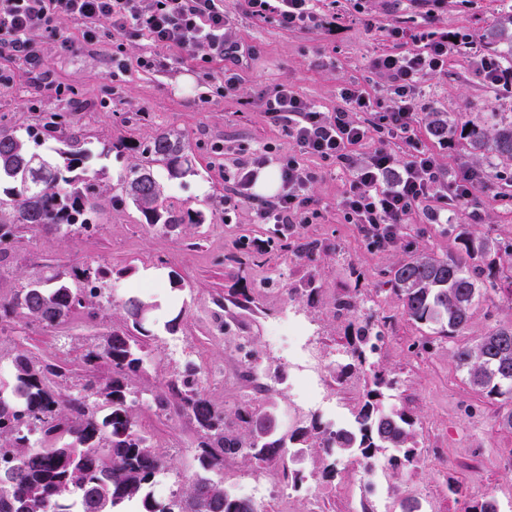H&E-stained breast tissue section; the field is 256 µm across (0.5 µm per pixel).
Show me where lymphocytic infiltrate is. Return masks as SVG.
Returning <instances> with one entry per match:
<instances>
[{"instance_id":"f902f5d3","label":"lymphocytic infiltrate","mask_w":512,"mask_h":512,"mask_svg":"<svg viewBox=\"0 0 512 512\" xmlns=\"http://www.w3.org/2000/svg\"><path fill=\"white\" fill-rule=\"evenodd\" d=\"M246 3L254 18L274 20L286 29L313 24L333 36L344 27L340 14L319 11L313 0ZM64 18L78 25L79 39L59 29L58 23ZM229 23L224 0H0V58L39 60L36 39L40 36L71 50L77 43L97 41L106 31L120 39L136 33L149 39L151 49L132 62L123 47H116L112 55L113 80H120L133 64L144 69L156 67L159 50L199 49L203 63L224 64L213 83L214 94L232 97L240 85L241 55L238 42L229 36ZM449 40L448 33L430 31L424 35L422 47L403 54L385 53L373 60V68L389 82L392 104L367 122L350 117L351 112L370 105L369 98L357 88L343 89L341 106L324 113L287 85L276 86L264 98L265 110L272 123L294 143L293 152L279 160L281 191L274 203H257L252 188L267 157L265 151L256 150L228 173L232 193L225 200L227 207L252 205L255 223L273 224L286 232L294 225L308 223L315 212L311 188L321 176L319 170L300 164V155L308 154L324 166L349 171L340 211L348 223L357 225L373 248H392L402 224L415 212H422L426 223H442L449 207L468 200L483 181L477 170L446 178L433 154L415 139L418 80L424 74L443 70ZM374 132L382 134L385 147L364 160H355L352 147ZM393 142L406 145L404 158H397L390 150Z\"/></svg>"}]
</instances>
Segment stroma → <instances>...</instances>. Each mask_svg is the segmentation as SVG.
I'll return each instance as SVG.
<instances>
[{"mask_svg":"<svg viewBox=\"0 0 512 512\" xmlns=\"http://www.w3.org/2000/svg\"><path fill=\"white\" fill-rule=\"evenodd\" d=\"M500 5V0H446L430 21L409 0H336L350 23L331 41L314 28L287 31L256 21L244 0H226L233 39L256 50L241 70L236 98L214 95L211 77L221 71V63L202 66L190 50L167 52L157 69L134 66L121 81H113L116 40L107 33L98 42L78 45L68 53L52 39H38L51 72L46 83L35 80L23 61L1 63L11 83L0 88V126L34 125L41 113L67 109L75 92L82 107L70 115L74 131L111 140L114 150L93 162L94 169L104 170L108 185L97 198L100 228L93 233L25 232L0 262V299L9 298L28 279L53 270L104 263L116 270L128 266L132 272L113 278L111 299L101 302L96 314L78 311L62 328L30 327L19 317L0 324V355L24 353L82 372L83 352L123 323L121 304L130 287L151 290L160 307L155 312V335L145 348L144 367L133 381L135 413L164 455L169 475L185 480L197 470L193 425L187 418L161 413L156 402L167 397V380L186 365L199 368L202 390L227 412H235L240 395L263 394L281 429L310 418V410L298 405L299 390L292 384L295 366L287 347L275 349L265 341L266 326L283 310L292 311L310 327L326 384L324 400L338 414L350 416L361 398L365 376L336 378V365L348 349V318L338 314L336 302L347 294L389 319L370 364L399 381L396 403L420 422L417 440L423 462L411 475L386 471L374 490L350 465L329 486L320 479L321 456L308 449L289 463L307 479L306 487L289 497L291 512H312L316 502L322 512H360L363 498L374 512H401L410 485L421 491L424 512H467L486 494L497 500L501 512H512V430L500 427L496 403L469 385L447 341L437 340L430 349H422L420 332L385 284L389 270L420 250L443 255L453 251L456 225H466L477 237L512 238V162L471 153L457 140L440 145L429 135L426 123H418V139L444 172L491 167L499 184L477 189L449 223L428 224L423 215H414L388 250L371 248L339 212L347 173L322 167L312 156H301L300 162L322 171L311 189L318 216L298 225L288 237V247L256 252L253 262L243 267L231 262L240 243L267 239L269 227L254 223L250 206L224 208L231 189L224 172L233 169L244 150L266 146L277 156L293 149L292 140L271 123L263 107L264 95L275 85L293 87L325 113L340 105V90L349 85L365 91L373 106L390 105L388 82L371 64L381 53L409 50V43L389 38L394 25L417 37L433 28L472 37L466 48L449 44L444 70L421 78L419 115L445 112L477 122L489 112L512 114V95L489 85L479 64L486 53L484 35L499 20ZM163 130L185 135L198 169L196 175L166 184L165 194L174 206L202 210L204 223L169 231L148 226L134 208L112 204L111 188L120 173L142 160L140 153L127 150V143L148 144ZM308 242L315 243L314 254L304 252ZM173 274L181 277L182 289H171ZM312 280L320 291L310 298L306 289ZM241 288L250 289L252 309H226L228 293ZM176 315L181 318L178 332H165L163 322ZM510 321L512 297H493L473 309L462 339L476 344L490 326ZM248 353L277 378L273 390L261 392L248 378L238 388L225 387V369L246 370ZM451 481L461 485V497L449 496Z\"/></svg>","mask_w":512,"mask_h":512,"instance_id":"stroma-1","label":"stroma"}]
</instances>
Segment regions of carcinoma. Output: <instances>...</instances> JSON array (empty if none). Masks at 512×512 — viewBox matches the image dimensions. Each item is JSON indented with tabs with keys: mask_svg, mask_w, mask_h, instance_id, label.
<instances>
[{
	"mask_svg": "<svg viewBox=\"0 0 512 512\" xmlns=\"http://www.w3.org/2000/svg\"><path fill=\"white\" fill-rule=\"evenodd\" d=\"M492 58L512 67V14L485 34ZM40 137L30 128H0V259L6 246L30 228L46 231L88 229L97 213L103 170L92 171V157H108L112 143L93 142L71 131L69 113L47 112L38 123ZM430 133L457 138L474 153L491 152L512 160V119L498 112L482 126L459 125L442 112L431 113ZM141 154L146 163L129 167L119 178L112 204L134 206L151 226L175 228L202 224L203 211L167 203L165 187L154 168L168 180L195 174L183 134L160 132ZM459 252L438 255L421 250L388 273L386 284L402 313L427 339L453 343L463 335L473 306L491 295L512 297V240L474 237L459 225ZM105 264L59 270L30 279L9 300L0 301V320L22 316L28 323L53 329L101 296V285L112 278ZM154 304L136 295L124 302L128 323L115 327L87 350L77 390L54 385L69 378L68 369L35 360L23 353L12 360L13 373L0 380V468L9 478L0 487V512H258L212 478L224 458L241 455L258 462H283L308 448L323 456L321 476L332 481L343 461L374 459L390 452L394 469L413 473L421 462L416 441L417 418L403 408H386L385 394L397 381L383 372L373 374L347 425L334 430L316 416L282 433L258 429L270 408L255 397H244L236 420L200 388L198 370L186 369L167 381L170 398L157 409L173 410L196 428L199 472L185 495L168 500L154 495L153 479L163 459L138 425L130 404V383L141 371L142 350L154 335L139 320L142 308ZM350 316L348 362L338 366L340 378L369 365L387 318L360 309L352 300L337 303ZM453 357L467 369L468 381L499 403V423L512 430V323L497 324L474 345H456ZM245 428L240 433L239 428Z\"/></svg>",
	"mask_w": 512,
	"mask_h": 512,
	"instance_id": "carcinoma-1",
	"label": "carcinoma"
}]
</instances>
